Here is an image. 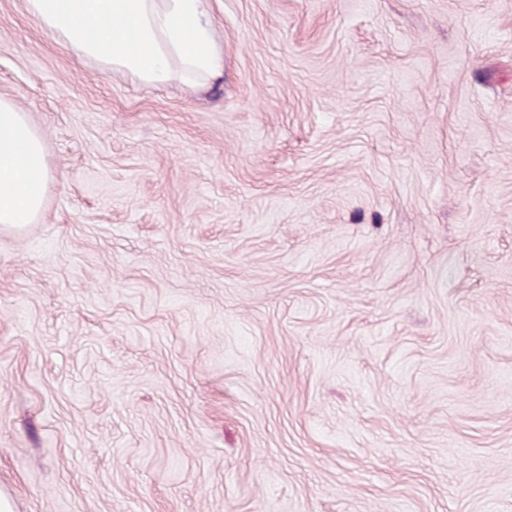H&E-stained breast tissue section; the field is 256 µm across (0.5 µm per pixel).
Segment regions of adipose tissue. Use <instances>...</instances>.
<instances>
[{"label":"adipose tissue","mask_w":512,"mask_h":512,"mask_svg":"<svg viewBox=\"0 0 512 512\" xmlns=\"http://www.w3.org/2000/svg\"><path fill=\"white\" fill-rule=\"evenodd\" d=\"M50 35L84 58L155 85H196L220 74L222 57L202 0H25ZM49 180L44 136L0 97V224L38 217Z\"/></svg>","instance_id":"1"}]
</instances>
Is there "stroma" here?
I'll use <instances>...</instances> for the list:
<instances>
[{"label":"stroma","mask_w":512,"mask_h":512,"mask_svg":"<svg viewBox=\"0 0 512 512\" xmlns=\"http://www.w3.org/2000/svg\"><path fill=\"white\" fill-rule=\"evenodd\" d=\"M157 86L0 0L11 512H512V0H204ZM49 180L44 136L27 114L0 97V224H32Z\"/></svg>","instance_id":"stroma-1"}]
</instances>
